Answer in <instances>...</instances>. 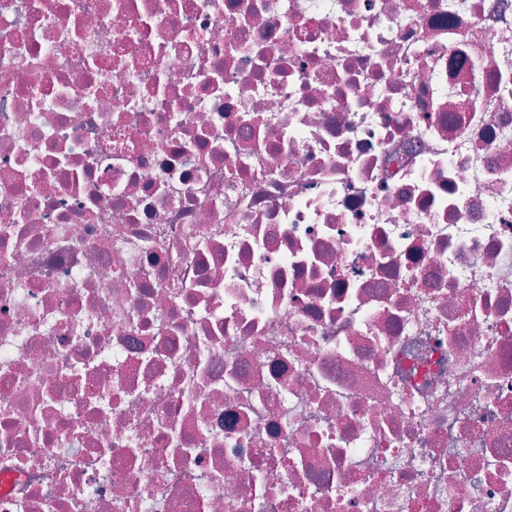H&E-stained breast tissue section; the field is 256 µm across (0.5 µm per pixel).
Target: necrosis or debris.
Returning <instances> with one entry per match:
<instances>
[{"instance_id":"necrosis-or-debris-1","label":"necrosis or debris","mask_w":512,"mask_h":512,"mask_svg":"<svg viewBox=\"0 0 512 512\" xmlns=\"http://www.w3.org/2000/svg\"><path fill=\"white\" fill-rule=\"evenodd\" d=\"M0 512H512V0H0Z\"/></svg>"}]
</instances>
